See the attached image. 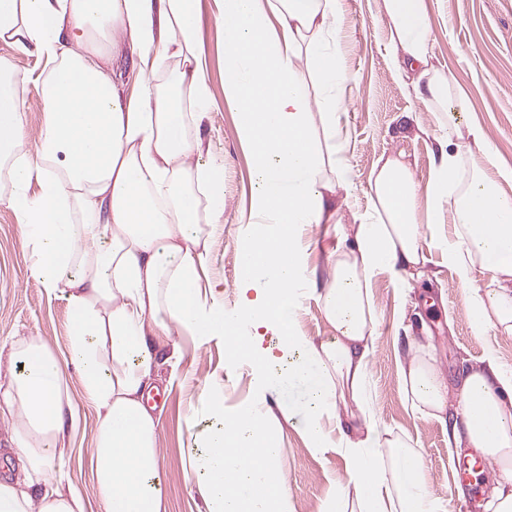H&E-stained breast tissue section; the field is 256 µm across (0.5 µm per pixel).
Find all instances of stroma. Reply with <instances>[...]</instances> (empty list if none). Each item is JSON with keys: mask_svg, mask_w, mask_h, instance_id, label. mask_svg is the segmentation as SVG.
<instances>
[{"mask_svg": "<svg viewBox=\"0 0 512 512\" xmlns=\"http://www.w3.org/2000/svg\"><path fill=\"white\" fill-rule=\"evenodd\" d=\"M433 22L434 64L451 74L471 101L462 123H478L500 169L512 170V0H427ZM202 40L209 57L208 80L217 101L201 126V136L213 154L224 159V231L213 241L209 281L224 301L225 311L238 305L235 288L237 229L252 190L248 159L235 127V115L224 99V35L216 19L215 0H203ZM345 65L351 77L347 96L350 140L346 150L352 189L339 214L341 225L369 204V176L378 160L405 153L414 178L426 185L438 160L441 134L437 116L405 86L395 71L387 45L389 26L379 0H344L341 17ZM0 58L9 60L18 78V95L25 114L22 137L28 148L40 139L43 111L36 57L0 42ZM426 276L418 283L415 301L405 300L388 276L373 285L379 306L371 376L380 422L409 433L422 450L430 491L445 501L449 512H485L483 504L497 476L489 468L475 484L461 486L457 463L464 449L448 445V431L438 421L406 410L398 384L406 355L407 336L429 335L438 364L449 380L478 365L487 349H495L512 366V334L491 330L475 334L469 324L463 287L437 247L427 251ZM14 213L0 207V347L23 336L41 338L57 353L67 349V312L63 301L48 299L29 274ZM182 358L177 368L161 365L158 390L150 403L159 416L160 467L167 512H200L202 502L191 494L184 463L188 418L205 380L224 383V402L249 399L250 367L225 356V343L214 339L198 344L188 334L177 338ZM77 427L64 440L63 465L57 477L63 486L78 488L85 512H99L93 496L91 463L97 415L74 395ZM280 465L291 493L292 512H319L322 501L335 494L345 473V461L335 449L312 454L296 431H288Z\"/></svg>", "mask_w": 512, "mask_h": 512, "instance_id": "1", "label": "stroma"}]
</instances>
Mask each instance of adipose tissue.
<instances>
[{
  "label": "adipose tissue",
  "instance_id": "ef3b65f1",
  "mask_svg": "<svg viewBox=\"0 0 512 512\" xmlns=\"http://www.w3.org/2000/svg\"><path fill=\"white\" fill-rule=\"evenodd\" d=\"M224 31V102L236 115L254 188L238 228L235 313L205 288L213 236L224 224V161L200 125L214 99L201 39L202 0H0V41L35 53L44 101L35 149L12 65L0 59V207L12 210L30 251V276L64 301L68 344L15 341L17 365L0 410L24 479L0 478V512H84L56 478L58 444L78 384L98 412L93 491L101 512H166L159 422L147 401L156 348L181 358L176 332L223 339L248 360L258 397L232 407L205 381L187 467L204 512H289L280 466L285 429L311 452L346 459L321 512H448L433 495L412 437L380 424L370 361L374 281L408 292L436 244L466 286L470 325L512 334V196L495 173L483 129H461L469 100L432 63L426 0H380L399 73L439 115V162L419 186L402 156L380 159L369 205L324 268L309 265L311 225L336 221L350 190L344 117L349 78L337 23L342 0H217ZM130 53L116 78L111 58ZM426 220L427 233L417 222ZM490 273L474 286L476 270ZM316 296L329 339L304 336L296 313ZM275 337L267 346L266 337ZM307 386L295 415L281 386ZM405 406L448 427V442L499 467L487 512H512V368L495 350L465 372L456 406L429 337L412 336L399 371Z\"/></svg>",
  "mask_w": 512,
  "mask_h": 512
}]
</instances>
